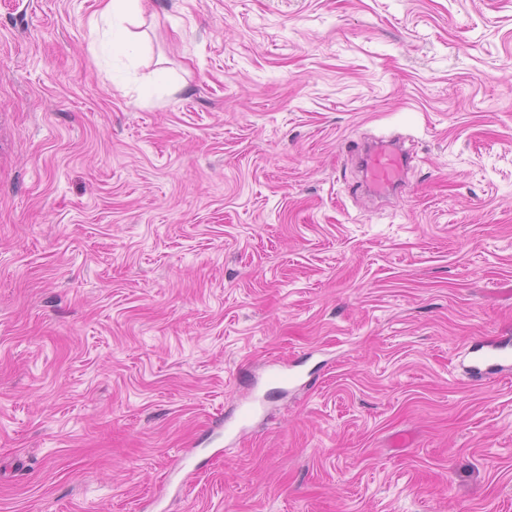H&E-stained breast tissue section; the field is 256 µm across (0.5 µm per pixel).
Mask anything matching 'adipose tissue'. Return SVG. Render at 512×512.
<instances>
[{"instance_id": "ef3b65f1", "label": "adipose tissue", "mask_w": 512, "mask_h": 512, "mask_svg": "<svg viewBox=\"0 0 512 512\" xmlns=\"http://www.w3.org/2000/svg\"><path fill=\"white\" fill-rule=\"evenodd\" d=\"M145 0H102L95 23L103 27V36L94 47L96 57L102 58L112 74L113 85L127 79L128 62L139 52L142 43L135 30L144 13Z\"/></svg>"}]
</instances>
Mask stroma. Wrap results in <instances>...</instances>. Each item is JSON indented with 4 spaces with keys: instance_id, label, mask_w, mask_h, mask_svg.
Returning <instances> with one entry per match:
<instances>
[{
    "instance_id": "1",
    "label": "stroma",
    "mask_w": 512,
    "mask_h": 512,
    "mask_svg": "<svg viewBox=\"0 0 512 512\" xmlns=\"http://www.w3.org/2000/svg\"><path fill=\"white\" fill-rule=\"evenodd\" d=\"M98 8L0 0V512H512V0ZM102 9L92 24L103 26V37L94 47L97 58H104L112 74V84L121 86L127 79L128 61L142 47L136 26L144 13L145 0H101ZM364 173L362 187L377 197H385L401 187L403 172L409 160L405 149L398 141H380L372 147L358 145ZM480 352L476 356L475 365L471 367V372L475 375H482V365L487 364V369L501 366L502 362L512 361V339L502 337L499 339L489 340L482 344L476 351Z\"/></svg>"
}]
</instances>
